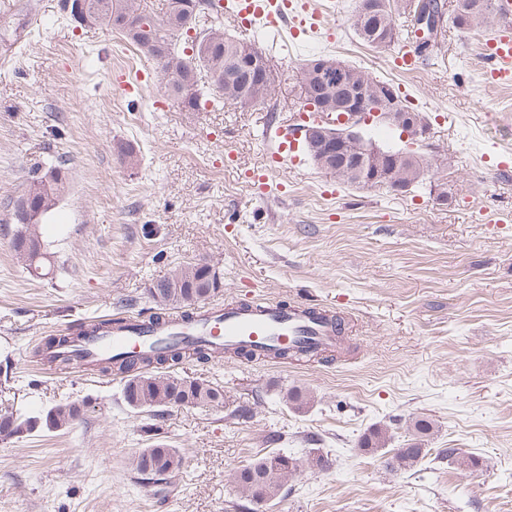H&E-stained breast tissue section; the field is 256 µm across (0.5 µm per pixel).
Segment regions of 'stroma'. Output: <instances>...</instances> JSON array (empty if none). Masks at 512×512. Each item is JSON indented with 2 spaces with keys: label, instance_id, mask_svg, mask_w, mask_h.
<instances>
[{
  "label": "stroma",
  "instance_id": "stroma-1",
  "mask_svg": "<svg viewBox=\"0 0 512 512\" xmlns=\"http://www.w3.org/2000/svg\"><path fill=\"white\" fill-rule=\"evenodd\" d=\"M28 8L21 48L0 69V402L40 412L86 406L82 421L0 441V512H512V86L482 78L488 29L438 32L425 61L397 69L399 36L372 48L355 35V0H308L329 38L272 48L287 71L270 104L242 110L173 106L156 62L120 34L64 19L61 0ZM329 55L388 81L427 118L416 149L427 182L403 193L352 186L294 145L288 167L264 115L299 120L300 67ZM234 160L225 163V152ZM66 158L67 189L39 234L53 273L31 276L11 247L15 200L32 177ZM267 167L257 196L245 170ZM446 184L447 198L433 187ZM206 258L221 288L209 300L315 304L340 314L345 331L325 358L271 362L237 355L183 359L188 381L224 389L218 408L130 410L123 380L61 371L36 350L78 322L116 312L149 316L150 288ZM291 389L308 394L297 409ZM432 423L426 458L409 471L386 466L363 442L376 429L388 448ZM164 444L185 459L157 484L130 466ZM480 461L450 464L445 449ZM268 452L298 462L282 493L246 507L232 475ZM327 455V470L310 459Z\"/></svg>",
  "mask_w": 512,
  "mask_h": 512
}]
</instances>
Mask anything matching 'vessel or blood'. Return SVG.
<instances>
[{
  "mask_svg": "<svg viewBox=\"0 0 512 512\" xmlns=\"http://www.w3.org/2000/svg\"><path fill=\"white\" fill-rule=\"evenodd\" d=\"M228 6L239 29L247 33L260 22L276 30L289 26L295 36L319 28V13L300 16L293 0H229ZM482 51L490 62L483 73L485 80L497 85L511 84L512 29L502 28L488 35ZM263 130L278 144L272 154L278 163L283 162L289 144L300 138L298 130L270 121L264 123ZM181 339L244 348L270 360L276 349L285 346L305 345L316 353L330 349L336 343V320L328 311L306 304L284 308L273 303H253L220 310L203 305L198 307L191 326L183 327L176 322L154 326L145 319H125L113 323L110 334L91 340L87 349L97 355L131 356Z\"/></svg>",
  "mask_w": 512,
  "mask_h": 512,
  "instance_id": "obj_1",
  "label": "vessel or blood"
}]
</instances>
